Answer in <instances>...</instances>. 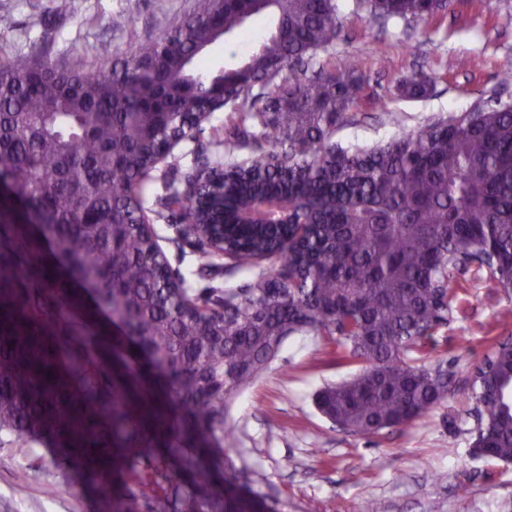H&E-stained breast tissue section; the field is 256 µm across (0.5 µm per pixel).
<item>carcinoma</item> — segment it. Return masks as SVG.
<instances>
[{"label":"carcinoma","mask_w":512,"mask_h":512,"mask_svg":"<svg viewBox=\"0 0 512 512\" xmlns=\"http://www.w3.org/2000/svg\"><path fill=\"white\" fill-rule=\"evenodd\" d=\"M451 0H358L377 20H424ZM264 10L275 31L236 68L203 60L224 33ZM335 0H195L190 17L110 67L72 54L58 67L29 55L0 65V434L18 448L51 439L105 493L112 474L137 480L133 450L168 484L155 512H250L244 473L224 459V402L259 378L282 336L324 334L350 361L352 379L318 404L362 435L411 423L446 395L434 372L413 365L454 314L451 256L461 246L494 257L489 281L512 288V106L472 112L395 135L370 152L331 144L361 98L360 62L313 70L312 53L340 35ZM224 86L236 119L224 154L244 138L280 134L248 165L229 164L208 208H161L207 224L224 212V244L240 269L281 262L251 288L224 291L203 310L174 284L144 228L141 190L171 138L193 136L198 112ZM431 78L399 84L425 96ZM298 204L288 223L241 224L266 196ZM77 284L46 294L44 267ZM475 375L486 407L484 444L512 461V347L500 343Z\"/></svg>","instance_id":"obj_1"}]
</instances>
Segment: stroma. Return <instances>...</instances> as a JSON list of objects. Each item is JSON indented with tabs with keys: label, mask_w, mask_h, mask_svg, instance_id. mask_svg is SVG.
<instances>
[{
	"label": "stroma",
	"mask_w": 512,
	"mask_h": 512,
	"mask_svg": "<svg viewBox=\"0 0 512 512\" xmlns=\"http://www.w3.org/2000/svg\"><path fill=\"white\" fill-rule=\"evenodd\" d=\"M0 0V15L13 30L0 32V61L22 53L64 65L72 52L103 63L118 51L170 29L190 14L192 0ZM341 21L336 44L317 51L315 67L330 71L345 56L361 61L363 101L353 111L356 124L336 130L333 143L372 148L397 130H413L431 120L463 112L479 99L512 104V85L497 73L512 61V0H453L427 20L376 23L356 0H338ZM127 20L112 26L113 16ZM477 58V70L457 68ZM435 74L426 97L407 99L398 83L413 73ZM398 113L399 126L382 122ZM234 123L230 108L213 112L195 137L173 148L142 195L145 208L182 188L185 176L203 161L248 160L251 146L227 156L221 129ZM154 237L175 276L191 294L209 297L253 285L272 262L237 270L216 257L202 266L197 247L179 236L173 216L154 218ZM453 321L440 330L435 346L421 358L424 368L443 367L450 376L445 398L412 423L376 435H359L332 423L316 404L317 393L357 373L341 360L328 337L287 336L268 372L224 409L233 436L225 454L246 469L261 512H512V464L478 456L471 376L502 337H512V294L468 270L452 278ZM50 441L24 448L0 444V512H103L102 495L85 488L76 473L53 462Z\"/></svg>",
	"instance_id": "stroma-1"
}]
</instances>
